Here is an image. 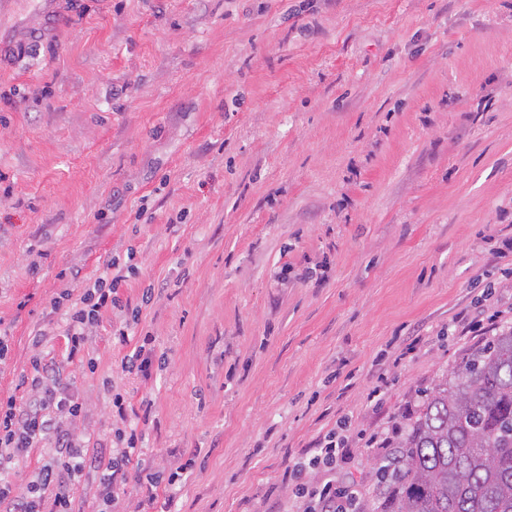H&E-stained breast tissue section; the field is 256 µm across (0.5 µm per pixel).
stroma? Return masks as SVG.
I'll list each match as a JSON object with an SVG mask.
<instances>
[{"label": "stroma", "mask_w": 512, "mask_h": 512, "mask_svg": "<svg viewBox=\"0 0 512 512\" xmlns=\"http://www.w3.org/2000/svg\"><path fill=\"white\" fill-rule=\"evenodd\" d=\"M113 259L67 370L89 447L152 402L119 512H280L330 430L372 498L370 436L485 342L457 314L512 326V0H0V396ZM112 268L116 269L114 262L107 264L103 273L96 278L93 287L85 288L79 302L67 313L66 364L84 361L91 328L97 325L105 313L112 312V307L119 305L118 294L125 276L119 270L112 271ZM155 338L153 336H144L142 343L135 348L132 355L126 356L122 361V368L129 371L137 369L143 375H148L152 359L151 353L153 351L152 343Z\"/></svg>", "instance_id": "obj_1"}]
</instances>
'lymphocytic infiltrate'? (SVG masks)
I'll list each match as a JSON object with an SVG mask.
<instances>
[{
	"instance_id": "1",
	"label": "lymphocytic infiltrate",
	"mask_w": 512,
	"mask_h": 512,
	"mask_svg": "<svg viewBox=\"0 0 512 512\" xmlns=\"http://www.w3.org/2000/svg\"><path fill=\"white\" fill-rule=\"evenodd\" d=\"M124 280L121 271L108 268L84 289L67 314L66 363L33 357L27 397L0 399V512H83L73 489L92 471L99 474L95 512H114L126 495L125 467L137 453L142 434L129 423L123 396L115 395L113 436L108 445L88 453L74 429L82 405L66 375L67 363L84 360L91 328L119 304ZM45 447L51 454L33 479L22 487L9 480V473L31 449ZM345 448V440L330 431L316 441L309 456L294 464L295 495L306 499L305 512H356L358 488L336 487V463ZM312 472L320 476L313 485L307 480Z\"/></svg>"
}]
</instances>
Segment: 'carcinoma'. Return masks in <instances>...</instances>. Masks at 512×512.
<instances>
[{"label":"carcinoma","mask_w":512,"mask_h":512,"mask_svg":"<svg viewBox=\"0 0 512 512\" xmlns=\"http://www.w3.org/2000/svg\"><path fill=\"white\" fill-rule=\"evenodd\" d=\"M374 479L359 512H512V327L426 396Z\"/></svg>","instance_id":"obj_1"}]
</instances>
